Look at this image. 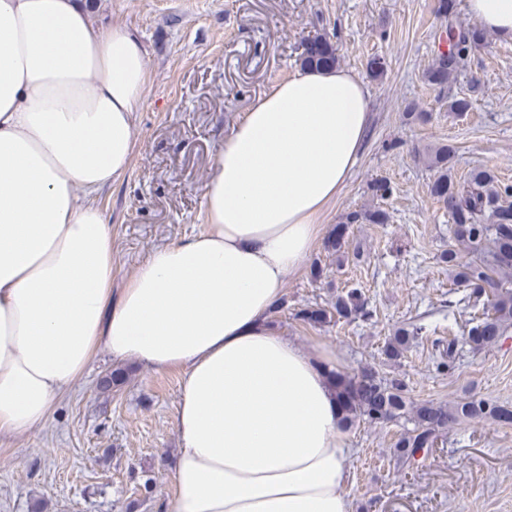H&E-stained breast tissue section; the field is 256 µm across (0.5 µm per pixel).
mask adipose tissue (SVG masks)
<instances>
[{
    "label": "adipose tissue",
    "mask_w": 512,
    "mask_h": 512,
    "mask_svg": "<svg viewBox=\"0 0 512 512\" xmlns=\"http://www.w3.org/2000/svg\"><path fill=\"white\" fill-rule=\"evenodd\" d=\"M512 39V0H466ZM139 37H105L82 0H0V437L42 425L97 351L175 368L179 448L163 512H351L326 352L270 321L364 144L370 91L344 69L273 86L224 139L205 231L112 291L93 194L135 151Z\"/></svg>",
    "instance_id": "ef3b65f1"
}]
</instances>
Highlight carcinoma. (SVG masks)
I'll list each match as a JSON object with an SVG mask.
<instances>
[{
	"label": "carcinoma",
	"instance_id": "carcinoma-1",
	"mask_svg": "<svg viewBox=\"0 0 512 512\" xmlns=\"http://www.w3.org/2000/svg\"><path fill=\"white\" fill-rule=\"evenodd\" d=\"M435 13L440 20L438 51L424 71L425 82L440 93L457 77L469 53L485 39V34L458 20L455 0H437ZM337 48L327 33L309 37L299 56L303 67H333L338 63ZM454 149L448 145L428 148L421 159L434 179L431 195L448 211L452 224L453 244L440 255L441 262L452 269L453 285L461 297L448 300V312L462 317L467 310L474 313L461 321L453 334L431 341L434 350L433 367L441 374L453 376L458 371L457 357L463 347L480 352L498 344L512 327V184L498 180L489 170L474 168L466 181L456 182L451 160ZM386 212L379 207H367L345 214L343 224L333 233L328 249L337 253L344 246L345 231L350 224H384ZM374 311L363 292L351 288L340 292L331 308L307 307L294 317L312 327H322L333 320L369 321ZM426 328L411 322L389 338L382 354L397 362L407 347L423 338ZM128 373L116 367L100 381V388L109 392L123 386ZM345 427L363 422L370 425L407 422L394 445L397 457L412 464L419 451H428L455 424L486 418L498 424H512V406L492 404L483 397L468 394L452 403L414 402L404 380L388 378L376 367L366 365L352 375L339 372L332 375Z\"/></svg>",
	"mask_w": 512,
	"mask_h": 512
}]
</instances>
